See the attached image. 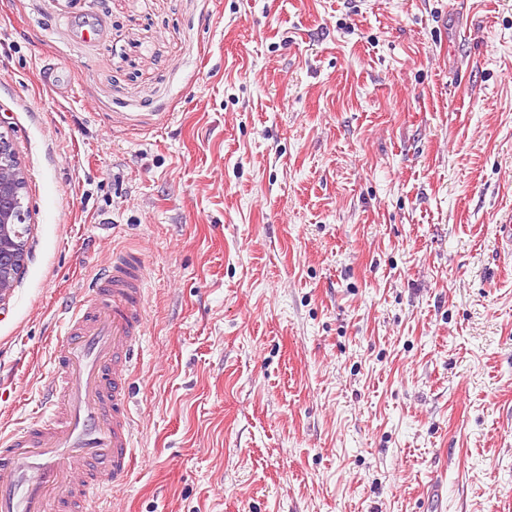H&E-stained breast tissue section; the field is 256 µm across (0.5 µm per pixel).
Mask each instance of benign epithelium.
I'll list each match as a JSON object with an SVG mask.
<instances>
[{
    "instance_id": "obj_1",
    "label": "benign epithelium",
    "mask_w": 512,
    "mask_h": 512,
    "mask_svg": "<svg viewBox=\"0 0 512 512\" xmlns=\"http://www.w3.org/2000/svg\"><path fill=\"white\" fill-rule=\"evenodd\" d=\"M11 142L0 140V304L10 295L21 271L7 263L14 253L13 236L18 234L17 227L27 223L29 212L19 196V182L25 180L22 170L14 164Z\"/></svg>"
}]
</instances>
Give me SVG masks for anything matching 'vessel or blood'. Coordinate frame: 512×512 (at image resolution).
<instances>
[{
  "label": "vessel or blood",
  "mask_w": 512,
  "mask_h": 512,
  "mask_svg": "<svg viewBox=\"0 0 512 512\" xmlns=\"http://www.w3.org/2000/svg\"><path fill=\"white\" fill-rule=\"evenodd\" d=\"M146 305L144 261L129 249L65 312L46 412L0 434V512H87L135 468L130 378Z\"/></svg>",
  "instance_id": "b4317fda"
}]
</instances>
